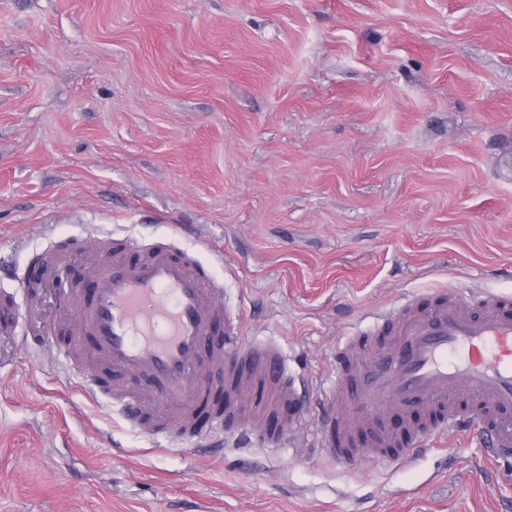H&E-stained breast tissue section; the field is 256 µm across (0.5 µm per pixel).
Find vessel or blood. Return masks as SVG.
Returning <instances> with one entry per match:
<instances>
[{"mask_svg": "<svg viewBox=\"0 0 512 512\" xmlns=\"http://www.w3.org/2000/svg\"><path fill=\"white\" fill-rule=\"evenodd\" d=\"M220 288L188 251L165 240L146 255L124 259L108 252L87 279L86 296L71 308L89 347L111 375L125 385L121 412L142 435L157 437L169 425L186 435L218 433L223 419L201 428L199 411L215 389L247 380L263 382L270 401L294 399L298 378L280 347L241 340L239 319L223 303ZM396 334L370 374L354 358L364 341ZM337 392L355 386L357 403L337 408L325 399L318 422L322 456L349 463L354 418L384 406L424 416L412 440L388 436L375 425L376 454L409 456L449 428L469 429L472 421L455 406L464 392L484 414L488 463L512 453V298L487 293L470 310L451 295L434 301L408 299L383 314L362 335L339 348Z\"/></svg>", "mask_w": 512, "mask_h": 512, "instance_id": "vessel-or-blood-1", "label": "vessel or blood"}]
</instances>
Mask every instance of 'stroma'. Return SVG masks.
Segmentation results:
<instances>
[{
    "instance_id": "obj_1",
    "label": "stroma",
    "mask_w": 512,
    "mask_h": 512,
    "mask_svg": "<svg viewBox=\"0 0 512 512\" xmlns=\"http://www.w3.org/2000/svg\"><path fill=\"white\" fill-rule=\"evenodd\" d=\"M112 237L195 252L316 417L358 325L512 295V0H0V512H512V454L453 432L141 435L63 351ZM323 407V418L318 422L320 454L340 462L349 463L354 461L355 453L360 448L344 447L350 438L358 433L352 419L345 418L344 410L336 408V403L332 400L330 394L326 396ZM336 432L338 438H336Z\"/></svg>"
}]
</instances>
